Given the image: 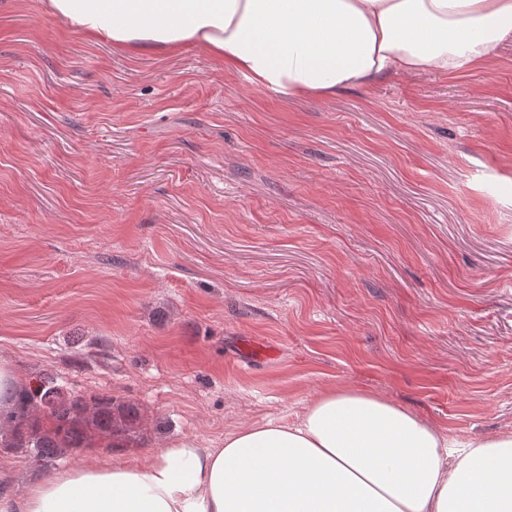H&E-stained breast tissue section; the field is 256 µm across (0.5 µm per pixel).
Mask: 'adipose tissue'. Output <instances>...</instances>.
I'll return each mask as SVG.
<instances>
[{
    "instance_id": "ef3b65f1",
    "label": "adipose tissue",
    "mask_w": 512,
    "mask_h": 512,
    "mask_svg": "<svg viewBox=\"0 0 512 512\" xmlns=\"http://www.w3.org/2000/svg\"><path fill=\"white\" fill-rule=\"evenodd\" d=\"M132 54L192 42L281 96L483 65L512 39V0H45ZM0 512H512V431L459 440L377 394L333 388L218 448L182 439L136 463L63 469Z\"/></svg>"
}]
</instances>
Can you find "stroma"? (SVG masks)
<instances>
[{
    "mask_svg": "<svg viewBox=\"0 0 512 512\" xmlns=\"http://www.w3.org/2000/svg\"><path fill=\"white\" fill-rule=\"evenodd\" d=\"M0 363L140 412L136 462L379 394L512 430V41L463 74L278 96L0 0ZM0 456V486L48 478Z\"/></svg>",
    "mask_w": 512,
    "mask_h": 512,
    "instance_id": "stroma-1",
    "label": "stroma"
}]
</instances>
